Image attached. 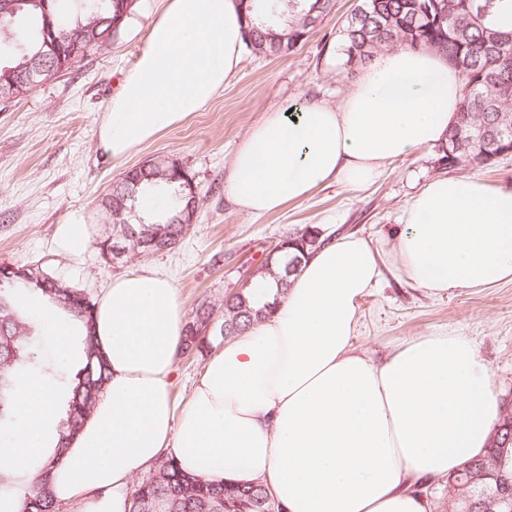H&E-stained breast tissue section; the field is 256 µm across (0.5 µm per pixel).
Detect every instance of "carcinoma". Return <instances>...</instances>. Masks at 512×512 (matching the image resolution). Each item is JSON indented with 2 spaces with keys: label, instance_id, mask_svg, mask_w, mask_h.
I'll return each instance as SVG.
<instances>
[{
  "label": "carcinoma",
  "instance_id": "carcinoma-1",
  "mask_svg": "<svg viewBox=\"0 0 512 512\" xmlns=\"http://www.w3.org/2000/svg\"><path fill=\"white\" fill-rule=\"evenodd\" d=\"M14 11L0 15V86L17 84L23 95L34 86L22 85L21 71L43 51L44 29L52 24L59 55L49 59L56 71H67L77 61L70 48L94 43L105 46L115 33L105 20L118 0H70L68 16L59 13L58 0H14ZM334 0H251L244 35H252V51L273 55V46L284 41L295 51L333 11ZM512 14V0H360L348 18L343 33L345 66L371 62L379 53L402 48L433 51L448 59L461 74L462 98L456 120L441 146L440 160L448 168L475 164L495 165L512 144V29L500 18ZM101 207L112 216V234L95 242L101 256L112 261V245L120 241L129 256H149L173 249L184 233L182 215L187 191L176 173L143 165L130 170ZM152 190L164 196L159 216H142L157 240L146 251L124 237L122 215L137 205V198ZM296 255L284 267L281 286L296 272L304 254L320 247V232L306 224L285 237ZM39 289L83 325L77 346L82 365L76 372L52 371L37 363L32 342L37 332L24 312L19 297ZM94 302L80 289L53 278L40 268H30L24 277L0 279V427L17 417V384L21 376H44L62 395L64 417L60 421L54 455L31 475L32 491L23 512H59L51 494L52 472L62 458L66 440L81 428L108 380V365L96 348ZM264 317L239 289L224 298L221 321L210 335L193 338L194 354L212 349L217 337L233 336ZM452 495L448 512H512V413L503 415L490 435L485 455L465 462L448 476ZM268 493L261 484L235 487L216 484L189 475L172 459L149 469L136 486L130 512H264L261 502Z\"/></svg>",
  "mask_w": 512,
  "mask_h": 512
}]
</instances>
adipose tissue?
<instances>
[{
    "mask_svg": "<svg viewBox=\"0 0 512 512\" xmlns=\"http://www.w3.org/2000/svg\"><path fill=\"white\" fill-rule=\"evenodd\" d=\"M244 27L238 0H166L98 125L105 160L208 105L240 65ZM461 89L437 53H381L337 104L266 113L238 145L224 190L240 212L261 215L332 180L362 188L392 160L444 144ZM321 235L285 292L266 274L247 286L269 315L209 354L180 408L171 388L187 322L175 286L150 269L112 280L94 309L110 377L53 471L56 501L128 512L129 481L169 457L206 481L261 483L282 512H430L416 487L485 452L502 411L494 383L476 346L455 334L401 342L380 360L355 350L379 252L353 233ZM392 257L431 293L512 281V191L430 179L404 210ZM24 307L60 360L79 359L80 323L38 290ZM17 409L0 448V468L16 480L0 488V512H21L57 441L52 385L22 381Z\"/></svg>",
    "mask_w": 512,
    "mask_h": 512,
    "instance_id": "1",
    "label": "adipose tissue"
}]
</instances>
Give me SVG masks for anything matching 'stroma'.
I'll use <instances>...</instances> for the list:
<instances>
[{"label": "stroma", "mask_w": 512, "mask_h": 512, "mask_svg": "<svg viewBox=\"0 0 512 512\" xmlns=\"http://www.w3.org/2000/svg\"><path fill=\"white\" fill-rule=\"evenodd\" d=\"M356 3L336 0L334 12L288 56L245 50L238 72L213 102L112 164L100 154L97 126L164 7V0H136L107 50L88 52L65 74L0 103V264L41 268L94 300L113 277L149 268L173 281L190 319L202 303L222 311L225 295L238 291L248 269L294 227L332 225L368 239L380 254V283L360 301L355 348L378 359L419 336L446 331L467 337L478 346L503 406L512 407V281L433 295L407 281L390 258L410 197L448 173L438 149L392 162L364 189L333 181L261 217L239 212L224 192L232 156L264 112L336 103L357 80L340 51L342 27ZM159 156L182 163L201 197L195 223L174 249L114 266L92 246L74 259L58 252V225L81 218L96 236L111 233L102 196L123 172Z\"/></svg>", "instance_id": "35a3bbf8"}]
</instances>
